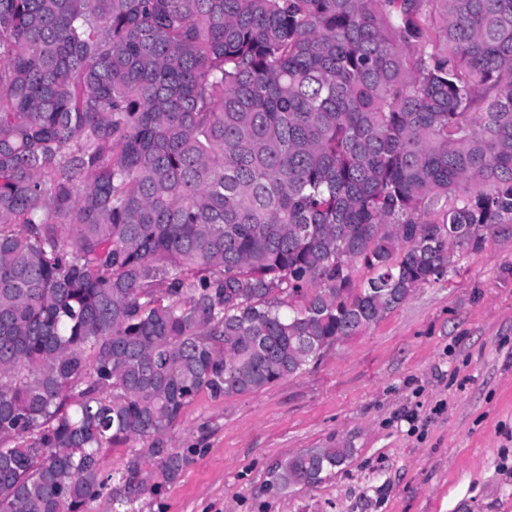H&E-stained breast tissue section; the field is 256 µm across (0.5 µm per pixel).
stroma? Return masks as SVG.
I'll return each mask as SVG.
<instances>
[{
  "label": "stroma",
  "mask_w": 512,
  "mask_h": 512,
  "mask_svg": "<svg viewBox=\"0 0 512 512\" xmlns=\"http://www.w3.org/2000/svg\"><path fill=\"white\" fill-rule=\"evenodd\" d=\"M169 437L191 460L140 512H512V231L302 373L200 394ZM334 444L354 454L322 483L267 492Z\"/></svg>",
  "instance_id": "obj_1"
}]
</instances>
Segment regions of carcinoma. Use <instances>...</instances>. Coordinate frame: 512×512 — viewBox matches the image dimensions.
I'll return each instance as SVG.
<instances>
[{
	"label": "carcinoma",
	"instance_id": "obj_1",
	"mask_svg": "<svg viewBox=\"0 0 512 512\" xmlns=\"http://www.w3.org/2000/svg\"><path fill=\"white\" fill-rule=\"evenodd\" d=\"M505 224L512 0H0V512H136L201 392L302 372ZM133 447L132 442H123L107 445L101 450V469L105 475L112 474L124 467L126 459L132 450L139 449L140 445Z\"/></svg>",
	"mask_w": 512,
	"mask_h": 512
}]
</instances>
